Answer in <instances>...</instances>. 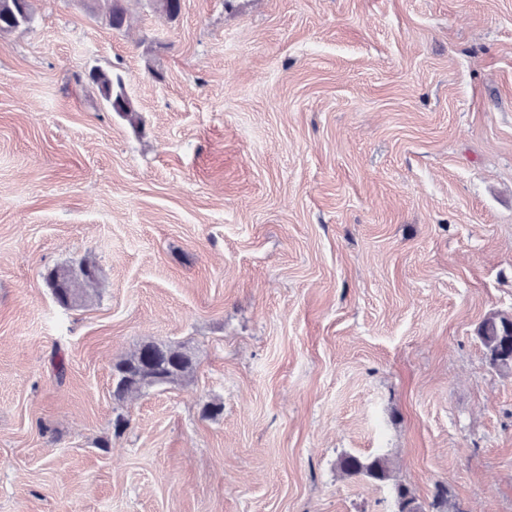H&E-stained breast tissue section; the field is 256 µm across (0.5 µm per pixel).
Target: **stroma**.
I'll use <instances>...</instances> for the list:
<instances>
[{
    "label": "stroma",
    "instance_id": "1",
    "mask_svg": "<svg viewBox=\"0 0 512 512\" xmlns=\"http://www.w3.org/2000/svg\"><path fill=\"white\" fill-rule=\"evenodd\" d=\"M35 8L0 36V512H512L477 337L512 312V0ZM147 342L193 375L115 400ZM130 0H93L95 9L108 21L113 30H121L129 18ZM88 79L93 85L97 86L112 112H119L132 126L140 123L139 111L126 92L121 75H113L112 71L96 67L89 71ZM46 280L56 298V293L59 288H70L72 293V303L77 301L85 302L89 298V288H76L77 281L75 280L70 268L65 266L54 267L47 275ZM148 352H151L154 358L162 363L174 358H181L186 351L183 350L181 346L176 345L145 344L138 350L119 360L115 365V369L120 367L127 369L138 368L144 362ZM340 468L348 477H365L378 482L392 480L391 470L386 459L383 457L363 460L356 456L348 455L341 461ZM395 502L398 510L394 512H424L423 507L417 502L412 490L403 483L393 484ZM429 512H465L460 503L451 495L448 485L439 483L435 485V491L430 502Z\"/></svg>",
    "mask_w": 512,
    "mask_h": 512
}]
</instances>
